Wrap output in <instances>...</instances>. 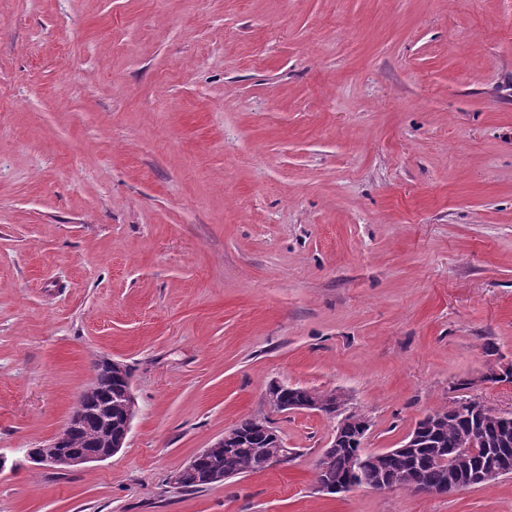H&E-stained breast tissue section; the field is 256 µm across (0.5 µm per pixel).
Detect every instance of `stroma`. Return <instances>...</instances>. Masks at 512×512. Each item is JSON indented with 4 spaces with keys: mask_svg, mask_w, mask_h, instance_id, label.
<instances>
[{
    "mask_svg": "<svg viewBox=\"0 0 512 512\" xmlns=\"http://www.w3.org/2000/svg\"><path fill=\"white\" fill-rule=\"evenodd\" d=\"M124 448L35 464L103 359ZM512 0H0V512H512L319 490L458 398L512 414ZM287 465L168 478L240 420Z\"/></svg>",
    "mask_w": 512,
    "mask_h": 512,
    "instance_id": "stroma-1",
    "label": "stroma"
}]
</instances>
